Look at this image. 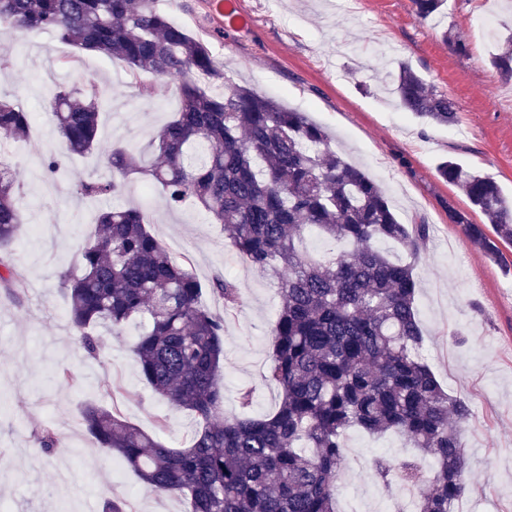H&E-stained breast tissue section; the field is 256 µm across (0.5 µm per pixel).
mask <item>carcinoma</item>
I'll list each match as a JSON object with an SVG mask.
<instances>
[{"label": "carcinoma", "instance_id": "1", "mask_svg": "<svg viewBox=\"0 0 512 512\" xmlns=\"http://www.w3.org/2000/svg\"><path fill=\"white\" fill-rule=\"evenodd\" d=\"M429 18L445 0H412ZM20 37L50 31L79 51L123 63L137 75L183 77L180 109L156 133L149 175L172 208L200 205L228 232L242 262L276 278L281 305L265 374L277 387L275 410L262 417L224 416V322L240 304L235 283L216 279L211 291L224 314L202 306L193 270L176 264L154 237L143 210L114 207L98 214V234L80 254L81 273L60 276L68 320L90 354L92 330H119L139 319L147 330L133 346L147 384L169 406L197 421L186 448H170L117 409L89 404L84 425L101 447L133 469L158 494L186 499L190 512H337L336 478L351 428L399 433L431 459L374 460L379 481L410 489L417 512H455L469 491L463 426L468 402L444 389L419 349L415 266L429 239L424 221L401 223L380 186L329 145L328 133L304 113L227 82L207 43L172 23L157 0H0V30ZM491 64L512 79V33ZM224 83L211 93L200 79ZM393 93L399 107L436 125L457 121L458 106L411 66L399 64ZM103 109L95 83L59 88L54 130L61 150L39 158L56 179L68 155L97 147ZM30 116L0 99V143L29 133ZM112 178L70 184L77 200L119 193L121 179L141 169L136 152L112 150ZM440 178L460 190L493 226L448 206L449 220L497 261L499 242H512V200L497 181L450 158ZM15 169L0 161V288L18 300L24 275L9 266L23 224ZM313 228L338 248L326 260L301 251ZM399 244L408 262L379 247ZM38 441L48 454L55 430Z\"/></svg>", "mask_w": 512, "mask_h": 512}]
</instances>
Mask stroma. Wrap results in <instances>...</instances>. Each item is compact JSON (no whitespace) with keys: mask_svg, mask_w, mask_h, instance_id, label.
I'll return each mask as SVG.
<instances>
[{"mask_svg":"<svg viewBox=\"0 0 512 512\" xmlns=\"http://www.w3.org/2000/svg\"><path fill=\"white\" fill-rule=\"evenodd\" d=\"M157 6L209 44L229 82L256 88L326 128L337 151L381 184L402 223L429 224L430 242L415 268L420 353L448 393L472 410L463 434L471 488L457 512H502L512 503V244H501L502 260L491 261L449 221L452 206L474 223L484 218L439 179L437 167L455 158L512 197V80L490 63L499 36L512 30V11L503 0H446L439 14L423 19L412 0H236L241 20L230 24L220 0H157ZM448 30L466 41V53L444 44ZM0 55L15 61L0 73V96L33 118L28 138L8 142L5 153L23 185L17 204L24 224L10 261L26 288L17 302L0 296V457L11 466L9 476H0V512H88L112 497L127 512H189L184 498L156 495L100 448L82 410L90 402L114 406L149 434L166 418L157 433L173 448L189 446L195 418L168 406L142 378L131 352L140 324L114 332L96 327L100 354H87L71 333L58 278L77 270L97 233L100 206L143 209L150 231L193 269L203 306L223 313L209 286L217 278L237 284L240 305L224 325V412L240 414L239 393L249 388L254 417L271 413L278 399L264 373L280 290L231 255L223 225L204 210L169 208L148 172L131 175L120 194L100 202L78 203L68 194L71 181L111 176L113 146L152 161L153 133L179 108L177 80L135 76L106 58L77 55L50 32L25 39L1 34ZM402 61L456 101L455 124L431 125L398 108L392 87ZM86 79L107 100L98 145L68 159L64 178L49 182L36 159L59 147L52 96ZM64 370L71 380L58 379ZM115 384L123 395H104ZM48 425L60 440L51 456L37 442ZM344 443L340 512H373L378 504L394 512L402 495L376 479L372 462L411 456L406 441L353 428Z\"/></svg>","mask_w":512,"mask_h":512,"instance_id":"35a3bbf8","label":"stroma"}]
</instances>
